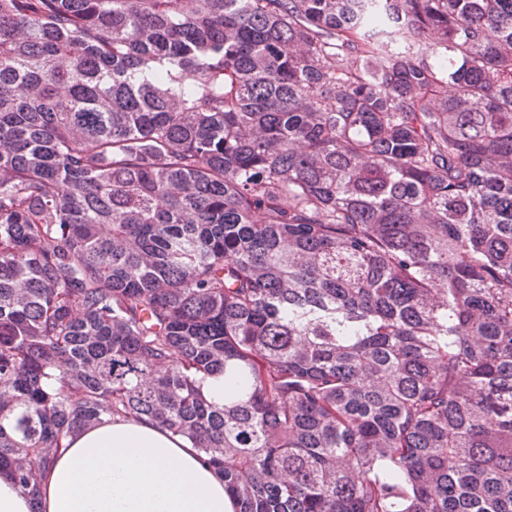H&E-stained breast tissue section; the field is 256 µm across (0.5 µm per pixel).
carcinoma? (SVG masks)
<instances>
[{"label": "carcinoma", "mask_w": 512, "mask_h": 512, "mask_svg": "<svg viewBox=\"0 0 512 512\" xmlns=\"http://www.w3.org/2000/svg\"><path fill=\"white\" fill-rule=\"evenodd\" d=\"M105 414L235 512H512V0H0V474Z\"/></svg>", "instance_id": "1"}]
</instances>
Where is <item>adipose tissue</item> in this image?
Segmentation results:
<instances>
[{
	"label": "adipose tissue",
	"instance_id": "obj_1",
	"mask_svg": "<svg viewBox=\"0 0 512 512\" xmlns=\"http://www.w3.org/2000/svg\"><path fill=\"white\" fill-rule=\"evenodd\" d=\"M41 512H234L224 480L184 437L102 416L40 472Z\"/></svg>",
	"mask_w": 512,
	"mask_h": 512
}]
</instances>
